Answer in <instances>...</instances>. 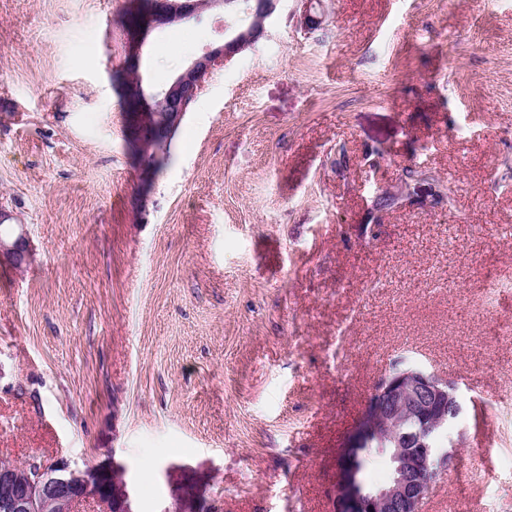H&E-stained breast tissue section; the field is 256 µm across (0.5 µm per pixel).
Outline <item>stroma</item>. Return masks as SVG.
Listing matches in <instances>:
<instances>
[{
  "mask_svg": "<svg viewBox=\"0 0 512 512\" xmlns=\"http://www.w3.org/2000/svg\"><path fill=\"white\" fill-rule=\"evenodd\" d=\"M128 7L0 0V208L33 254L0 263V460L115 459L134 512H334L413 363L464 407L422 512H512V316H485L512 285V0H324L313 30L281 0L146 190L112 83ZM243 21L153 31L144 85Z\"/></svg>",
  "mask_w": 512,
  "mask_h": 512,
  "instance_id": "35a3bbf8",
  "label": "stroma"
}]
</instances>
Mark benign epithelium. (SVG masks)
<instances>
[{
	"instance_id": "obj_1",
	"label": "benign epithelium",
	"mask_w": 512,
	"mask_h": 512,
	"mask_svg": "<svg viewBox=\"0 0 512 512\" xmlns=\"http://www.w3.org/2000/svg\"><path fill=\"white\" fill-rule=\"evenodd\" d=\"M226 0H157L146 11L135 10L123 18L126 34L123 69L133 78L127 98L130 114L127 150L137 160L138 178L147 189L154 171L140 162L139 152L148 140L159 136L170 147L206 75L218 64L252 48L265 33L264 20L277 11L279 0H263L262 15L237 29L219 47L192 60L161 88L148 91L139 75L143 48L151 31L175 21L198 19L205 12L224 7ZM162 112V122L153 128L147 113ZM32 257L26 233L6 242L0 240V261L15 269ZM462 413L457 386L416 365L389 372L371 395L354 443L344 450L336 481L335 512H421L430 491L455 458L458 442L439 440L441 430ZM417 416L421 428L394 431L393 447L380 448L391 470L390 481L367 488L359 478V449L374 432L380 420ZM34 476L22 472L24 465L0 461V512H80L93 505L98 512H132L128 484L122 480L123 466L116 461L81 468L66 457H53L29 463Z\"/></svg>"
}]
</instances>
